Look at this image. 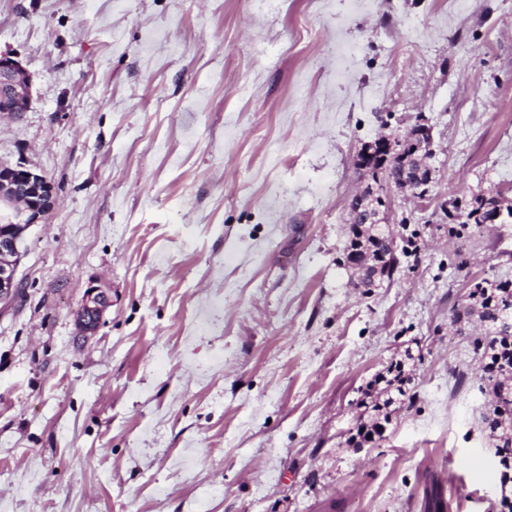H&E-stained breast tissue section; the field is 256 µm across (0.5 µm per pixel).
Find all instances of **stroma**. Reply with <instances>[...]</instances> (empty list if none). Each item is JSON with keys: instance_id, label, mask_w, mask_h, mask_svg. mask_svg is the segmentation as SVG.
<instances>
[{"instance_id": "1", "label": "stroma", "mask_w": 512, "mask_h": 512, "mask_svg": "<svg viewBox=\"0 0 512 512\" xmlns=\"http://www.w3.org/2000/svg\"><path fill=\"white\" fill-rule=\"evenodd\" d=\"M29 72L0 162L50 177L0 303V512H498L487 396L450 308L512 280V0H0ZM432 128L419 259L363 293L341 264L354 158ZM111 305L82 335L87 288ZM416 403L352 447L404 349ZM497 200L498 198L493 195H479L475 197L474 202L470 203V208L466 214L467 221L449 227V233L458 238H462L464 235L467 236V234H470L474 228L481 227L487 215L492 212L491 207Z\"/></svg>"}]
</instances>
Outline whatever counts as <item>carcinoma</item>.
Segmentation results:
<instances>
[{"instance_id": "1", "label": "carcinoma", "mask_w": 512, "mask_h": 512, "mask_svg": "<svg viewBox=\"0 0 512 512\" xmlns=\"http://www.w3.org/2000/svg\"><path fill=\"white\" fill-rule=\"evenodd\" d=\"M497 197H475L466 214L467 221L449 227V233L461 238L482 226ZM386 224L350 225L344 261H351L364 269L357 288H377L391 284L408 263V258L418 260L414 230L408 238H399L400 245L392 247L393 232ZM477 317L489 326L485 336L474 341V351L480 354L483 371L491 396L490 408L482 416L483 430L500 450L503 469L500 477L512 478V280L482 279L475 283L467 298L453 305L451 319L454 323L469 322ZM414 360L410 350L390 363L368 383L358 407L365 419L361 421L353 438L368 440V436H383L391 415L403 408L414 406L416 393L410 388ZM441 488L432 484L426 491L425 512H443Z\"/></svg>"}]
</instances>
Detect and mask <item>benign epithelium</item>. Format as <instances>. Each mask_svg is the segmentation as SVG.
I'll list each match as a JSON object with an SVG mask.
<instances>
[{
    "label": "benign epithelium",
    "instance_id": "obj_1",
    "mask_svg": "<svg viewBox=\"0 0 512 512\" xmlns=\"http://www.w3.org/2000/svg\"><path fill=\"white\" fill-rule=\"evenodd\" d=\"M32 99L31 76L22 63L11 54L0 53V113L26 112ZM406 140H393L382 135L365 144L360 154L370 155L385 149L391 155L403 152ZM432 171L425 157L417 152L408 156L403 167L378 182H361L352 195L349 214L353 224H382L388 201L393 193H408L418 200L428 196ZM57 189L46 174L22 165L0 162V208L9 210L0 218V302H9L17 295L16 270L22 256L21 246L28 229L42 223L54 209ZM111 306L110 298L98 288L90 287L78 315L84 334L94 332Z\"/></svg>",
    "mask_w": 512,
    "mask_h": 512
}]
</instances>
